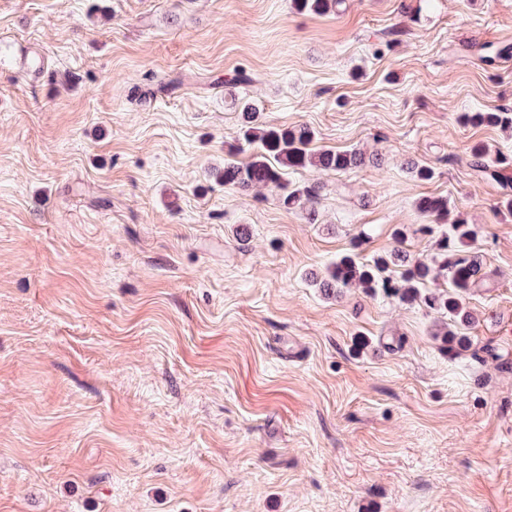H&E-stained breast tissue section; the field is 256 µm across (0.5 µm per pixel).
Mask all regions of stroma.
I'll return each instance as SVG.
<instances>
[{
  "label": "stroma",
  "instance_id": "35a3bbf8",
  "mask_svg": "<svg viewBox=\"0 0 512 512\" xmlns=\"http://www.w3.org/2000/svg\"><path fill=\"white\" fill-rule=\"evenodd\" d=\"M238 98L381 162L215 182ZM506 110L512 0H0V512H512V132L463 120ZM423 197L476 232L460 353L308 280L430 257Z\"/></svg>",
  "mask_w": 512,
  "mask_h": 512
}]
</instances>
